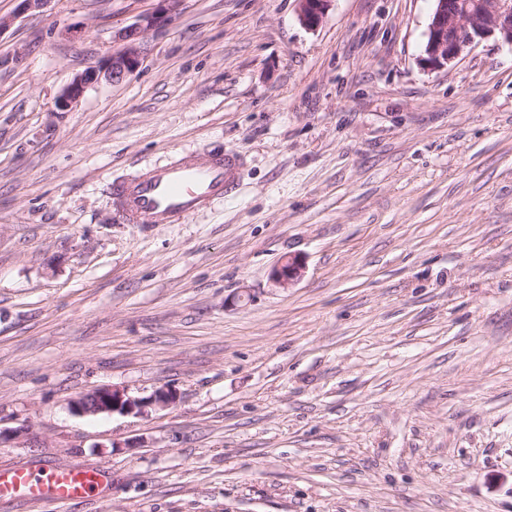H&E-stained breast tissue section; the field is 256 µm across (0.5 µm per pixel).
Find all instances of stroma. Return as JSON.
Returning <instances> with one entry per match:
<instances>
[{"mask_svg": "<svg viewBox=\"0 0 512 512\" xmlns=\"http://www.w3.org/2000/svg\"><path fill=\"white\" fill-rule=\"evenodd\" d=\"M154 0H0V512H512V49L423 61L435 0H181L139 70L54 102ZM221 146L239 190L122 223L108 185ZM302 278L271 277L287 256ZM172 391L141 416L75 396ZM298 18L300 23L308 29L317 27L331 0H297ZM304 263L297 256L282 259L271 271V279L282 287H289L303 275ZM107 480L100 471H71L55 466L41 473L24 468L0 472V496L25 499L32 503L54 502L60 506L81 498L93 486Z\"/></svg>", "mask_w": 512, "mask_h": 512, "instance_id": "35a3bbf8", "label": "stroma"}]
</instances>
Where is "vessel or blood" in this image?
I'll return each instance as SVG.
<instances>
[{"label":"vessel or blood","mask_w":512,"mask_h":512,"mask_svg":"<svg viewBox=\"0 0 512 512\" xmlns=\"http://www.w3.org/2000/svg\"><path fill=\"white\" fill-rule=\"evenodd\" d=\"M241 162L232 153L201 150L172 155L141 167L113 183L112 209L127 224H178L211 209L238 186ZM107 479L100 471L55 466L33 473L24 468L0 472V496L32 503L65 505Z\"/></svg>","instance_id":"vessel-or-blood-1"}]
</instances>
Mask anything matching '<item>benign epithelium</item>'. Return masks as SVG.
<instances>
[{
	"label": "benign epithelium",
	"mask_w": 512,
	"mask_h": 512,
	"mask_svg": "<svg viewBox=\"0 0 512 512\" xmlns=\"http://www.w3.org/2000/svg\"><path fill=\"white\" fill-rule=\"evenodd\" d=\"M181 0H156V6L140 14L122 29L120 50L77 75L56 99V107L66 111L86 88L102 79L120 84L136 73L142 63L146 38L154 29L171 20ZM298 18L308 29L317 27L331 0H297ZM436 7L428 27L424 61L443 68L470 53L481 40L494 37L512 46V0H435ZM304 263L297 256L282 259L271 271V279L282 287L297 282ZM175 402L169 390H159L149 398H133L120 388H100L83 394L70 403L80 415L136 414L149 407H168Z\"/></svg>",
	"instance_id": "benign-epithelium-1"
}]
</instances>
